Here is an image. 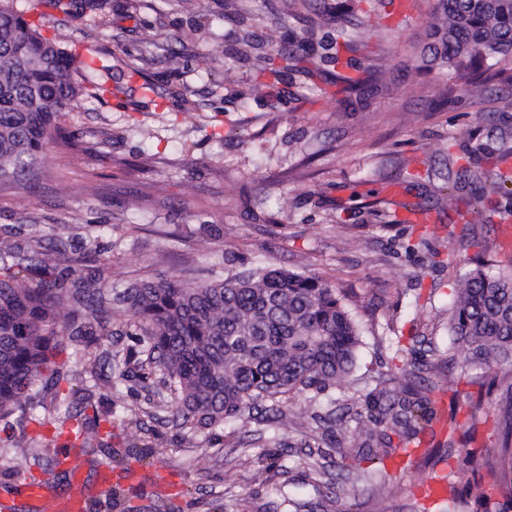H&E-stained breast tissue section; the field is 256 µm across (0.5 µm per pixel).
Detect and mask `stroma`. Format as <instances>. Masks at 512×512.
I'll list each match as a JSON object with an SVG mask.
<instances>
[{"label":"stroma","instance_id":"35a3bbf8","mask_svg":"<svg viewBox=\"0 0 512 512\" xmlns=\"http://www.w3.org/2000/svg\"><path fill=\"white\" fill-rule=\"evenodd\" d=\"M16 10L44 15L46 35L79 46L104 101L84 100L64 126L81 133L78 150L50 149L48 179L33 192H0V226L37 224L88 246L86 227L106 225L101 240L114 283L143 274L181 275L189 265L227 275L262 264L319 276L335 286L361 339L357 366L336 396L365 392L391 363L424 366L433 378L449 345L448 311L456 279L479 261L512 265L501 229L473 216L477 245L463 244L456 210L489 181L455 189L457 157L482 162L485 143L512 150V84L490 76L483 93L420 68L437 0H355L351 64L378 71L366 105L336 96L333 86L311 102L292 101L306 85L289 75L286 94L259 89L257 70L234 60L241 29L235 10L256 16V34L283 44L287 30L310 31L308 50L328 69L325 44L336 17L314 15L300 0H13ZM287 18L280 26L279 18ZM227 61H213L212 47ZM152 78L155 106L129 78L130 66ZM417 202L429 224L395 222ZM169 238H161V231ZM415 337L396 353L395 337ZM113 444L146 448L141 484L126 488L136 512H448L447 498L426 499L424 483L446 462L388 470L391 498L373 483L348 487L334 504L314 489L297 463L296 444L310 431L303 399L285 403L278 424L286 447H249L255 422H235L186 440L167 426H139L152 387L132 380L113 393ZM179 479L176 493L146 491L153 468Z\"/></svg>","mask_w":512,"mask_h":512}]
</instances>
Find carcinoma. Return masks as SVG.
I'll return each mask as SVG.
<instances>
[{
  "label": "carcinoma",
  "mask_w": 512,
  "mask_h": 512,
  "mask_svg": "<svg viewBox=\"0 0 512 512\" xmlns=\"http://www.w3.org/2000/svg\"><path fill=\"white\" fill-rule=\"evenodd\" d=\"M42 17L0 0V189H34L52 145L78 146L62 131L63 117L83 100L103 99L81 56L43 34ZM236 22L242 54L257 51L266 87L293 72L315 76L306 38L269 50L248 17L239 14ZM427 38L430 55L422 68L468 80L482 61L512 51V0H439ZM330 46L354 50L347 25H336ZM378 80L371 71L338 72L335 85L350 100ZM498 212L482 194L458 216L490 220ZM37 233L20 224L16 241L0 245V416L21 411V422L35 426L31 442L53 456L63 448L105 446L101 429H112V413L99 411L95 390L98 370L112 367L113 354L100 340L127 335L133 326L138 350L125 362H136L142 382L158 377L156 407L185 438L213 434L239 418L268 426L283 416V400L298 395L314 406L304 441L309 466L322 468V446L337 448L345 479L359 481L372 478L357 471L361 463L383 466L421 447L441 424L448 451H457L447 483L454 512H512V381L495 372L512 370L511 269L491 272L479 264L458 279L448 351L482 370L473 379L477 391L467 396L471 425L464 429L456 412L443 417L431 396L442 385L450 404L457 403L450 374L440 376L441 385L424 386L403 382L404 369L391 370L351 403L332 397L356 366L360 338L342 295L320 277L256 266L225 277L200 271L187 280L140 276L116 286L108 263H92L68 236L56 235V257L45 258ZM70 346L88 364L77 390L55 361ZM503 388L509 406L491 452L477 424Z\"/></svg>",
  "instance_id": "obj_1"
}]
</instances>
